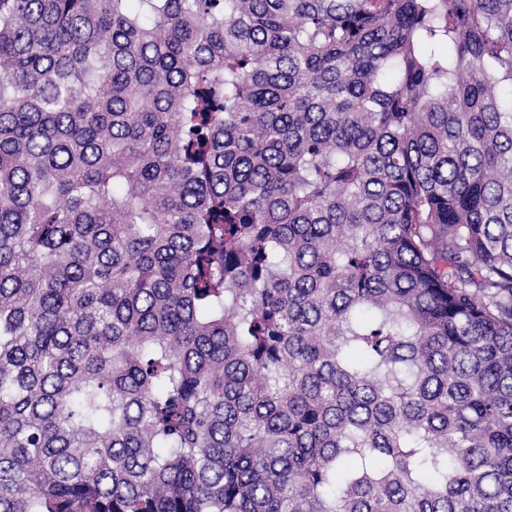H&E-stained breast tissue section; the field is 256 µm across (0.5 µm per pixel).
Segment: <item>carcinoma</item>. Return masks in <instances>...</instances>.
Instances as JSON below:
<instances>
[{"instance_id":"obj_1","label":"carcinoma","mask_w":512,"mask_h":512,"mask_svg":"<svg viewBox=\"0 0 512 512\" xmlns=\"http://www.w3.org/2000/svg\"><path fill=\"white\" fill-rule=\"evenodd\" d=\"M0 512H512V0H0Z\"/></svg>"}]
</instances>
